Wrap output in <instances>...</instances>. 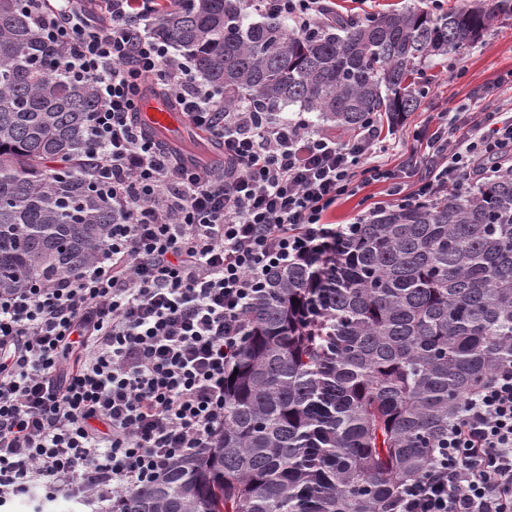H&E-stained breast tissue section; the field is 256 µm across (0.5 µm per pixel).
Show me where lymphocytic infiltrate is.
Wrapping results in <instances>:
<instances>
[{
	"label": "lymphocytic infiltrate",
	"instance_id": "lymphocytic-infiltrate-1",
	"mask_svg": "<svg viewBox=\"0 0 512 512\" xmlns=\"http://www.w3.org/2000/svg\"><path fill=\"white\" fill-rule=\"evenodd\" d=\"M177 2L33 0L39 29L95 89L85 158L112 222L88 267L0 294V508L115 503L213 447L248 306L276 268L336 246L345 227L327 215L357 176L408 206L512 164L505 108L476 123L438 113L391 169L373 122L342 139L303 118L225 111L150 29L156 7ZM258 8L300 33L330 15L327 0ZM149 77L223 145L222 168L188 162L139 123ZM392 512H512V363L466 398Z\"/></svg>",
	"mask_w": 512,
	"mask_h": 512
}]
</instances>
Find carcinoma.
Segmentation results:
<instances>
[{"label":"carcinoma","mask_w":512,"mask_h":512,"mask_svg":"<svg viewBox=\"0 0 512 512\" xmlns=\"http://www.w3.org/2000/svg\"><path fill=\"white\" fill-rule=\"evenodd\" d=\"M244 0H180L155 35L224 110L297 106L349 132L417 110L418 63L479 40L512 0L288 31ZM96 103L65 75L31 0H0V293L88 266L112 212L79 162ZM224 372V433L118 512H388L464 399L512 362V170L382 208L327 257L274 271Z\"/></svg>","instance_id":"obj_1"}]
</instances>
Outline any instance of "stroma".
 Wrapping results in <instances>:
<instances>
[{"instance_id":"1","label":"stroma","mask_w":512,"mask_h":512,"mask_svg":"<svg viewBox=\"0 0 512 512\" xmlns=\"http://www.w3.org/2000/svg\"><path fill=\"white\" fill-rule=\"evenodd\" d=\"M420 68L432 78L429 94L399 127L383 129L386 145L405 140L414 130L434 128L441 110L460 107L485 112L512 99V16L496 18L477 42L445 56L430 57ZM391 202L386 183L370 182L340 200L329 219L351 224Z\"/></svg>"}]
</instances>
